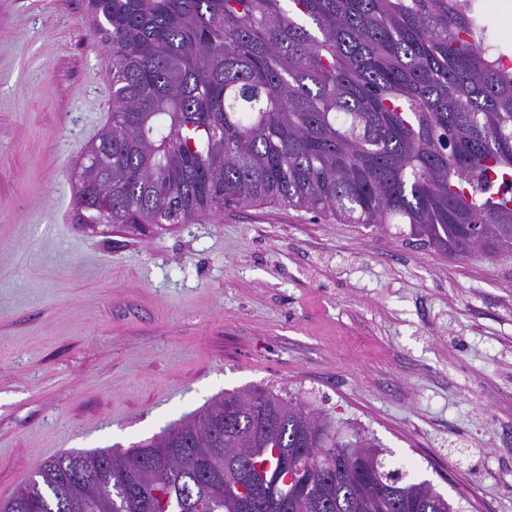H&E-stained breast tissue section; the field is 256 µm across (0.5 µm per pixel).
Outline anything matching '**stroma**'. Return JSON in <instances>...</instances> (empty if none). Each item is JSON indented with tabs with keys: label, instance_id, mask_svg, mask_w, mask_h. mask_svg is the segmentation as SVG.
<instances>
[{
	"label": "stroma",
	"instance_id": "obj_1",
	"mask_svg": "<svg viewBox=\"0 0 512 512\" xmlns=\"http://www.w3.org/2000/svg\"><path fill=\"white\" fill-rule=\"evenodd\" d=\"M107 55L86 0H0V502L51 456L267 388L375 438L458 512H512V254L285 205L79 225Z\"/></svg>",
	"mask_w": 512,
	"mask_h": 512
}]
</instances>
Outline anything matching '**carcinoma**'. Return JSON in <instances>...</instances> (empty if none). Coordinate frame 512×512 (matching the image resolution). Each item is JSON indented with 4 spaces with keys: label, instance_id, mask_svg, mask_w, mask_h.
<instances>
[{
    "label": "carcinoma",
    "instance_id": "carcinoma-1",
    "mask_svg": "<svg viewBox=\"0 0 512 512\" xmlns=\"http://www.w3.org/2000/svg\"><path fill=\"white\" fill-rule=\"evenodd\" d=\"M112 124L76 223L284 204L512 253V64L478 0H88ZM305 404L257 388L125 451L40 463L0 512H455Z\"/></svg>",
    "mask_w": 512,
    "mask_h": 512
}]
</instances>
